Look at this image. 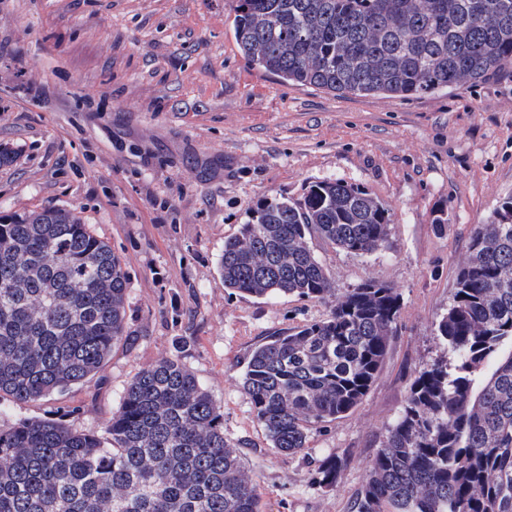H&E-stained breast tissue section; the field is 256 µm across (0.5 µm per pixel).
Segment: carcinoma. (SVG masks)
<instances>
[{
  "instance_id": "1",
  "label": "carcinoma",
  "mask_w": 512,
  "mask_h": 512,
  "mask_svg": "<svg viewBox=\"0 0 512 512\" xmlns=\"http://www.w3.org/2000/svg\"><path fill=\"white\" fill-rule=\"evenodd\" d=\"M241 54L285 83L335 94L421 97L512 65V0H237ZM391 209L339 180L299 200L262 199L224 241V288L330 303L327 317L255 347L240 376L278 452L362 401L397 329L394 286L343 294L318 239L364 255L388 243ZM128 278L71 211L0 222V398L26 403L90 381L127 342ZM443 353L417 371L366 465L353 512H512V195L477 224L439 320ZM343 461L318 467L336 485ZM0 512H262L224 439V410L177 359L138 372L100 431L57 419L0 429Z\"/></svg>"
}]
</instances>
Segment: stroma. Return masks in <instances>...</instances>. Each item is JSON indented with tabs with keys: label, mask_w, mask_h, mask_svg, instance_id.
Wrapping results in <instances>:
<instances>
[{
	"label": "stroma",
	"mask_w": 512,
	"mask_h": 512,
	"mask_svg": "<svg viewBox=\"0 0 512 512\" xmlns=\"http://www.w3.org/2000/svg\"><path fill=\"white\" fill-rule=\"evenodd\" d=\"M235 0H0V217L74 212L127 273L118 346L90 381L43 400H0V428L60 419L98 431L143 368L178 359L224 410L263 512H352L408 383L440 353L474 225L512 194V65L422 98L336 95L282 83L236 45ZM365 187L392 210L389 249L313 247L337 292L374 278L401 312L379 374L303 452L272 448L240 385L248 352L329 312L325 302L229 293L225 239L264 197L315 182ZM448 221L436 223L439 212ZM343 460L334 488L315 472Z\"/></svg>",
	"instance_id": "obj_1"
}]
</instances>
